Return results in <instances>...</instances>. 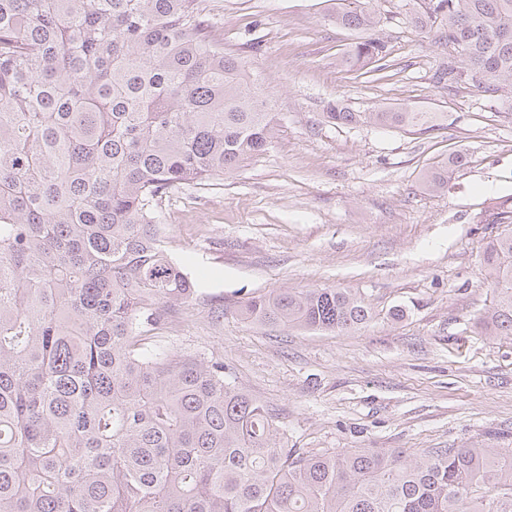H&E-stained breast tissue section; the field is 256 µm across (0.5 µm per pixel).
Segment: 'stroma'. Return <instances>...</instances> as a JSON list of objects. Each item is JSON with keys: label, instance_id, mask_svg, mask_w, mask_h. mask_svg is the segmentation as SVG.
Wrapping results in <instances>:
<instances>
[{"label": "stroma", "instance_id": "obj_1", "mask_svg": "<svg viewBox=\"0 0 512 512\" xmlns=\"http://www.w3.org/2000/svg\"><path fill=\"white\" fill-rule=\"evenodd\" d=\"M415 0H378L370 35L388 77L336 58L368 33L336 25L330 0H206L212 34L243 57L278 123L269 149L231 176L163 201L165 248L198 284L165 310L153 344L215 358L264 403L288 447L512 448V340L477 325L494 286L479 256L512 198V92L447 89L438 28L411 23ZM406 107L440 112L430 131L337 127L323 114ZM462 153L447 185L423 177ZM283 288L357 291L376 318L337 335L261 327L237 307ZM403 310L391 320L389 310Z\"/></svg>", "mask_w": 512, "mask_h": 512}]
</instances>
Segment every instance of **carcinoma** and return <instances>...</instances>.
Here are the masks:
<instances>
[{
  "label": "carcinoma",
  "instance_id": "carcinoma-1",
  "mask_svg": "<svg viewBox=\"0 0 512 512\" xmlns=\"http://www.w3.org/2000/svg\"><path fill=\"white\" fill-rule=\"evenodd\" d=\"M374 0H336L349 29ZM205 0H0V512H512V451L356 448L299 453L224 363L159 352L142 328L196 284L164 246L170 192L233 174L276 134ZM450 88L512 91V0H428ZM392 67L376 38L337 65ZM337 126L430 130L439 112L324 113ZM463 155L427 173L434 191ZM481 262L496 287L478 317L512 337V204ZM243 319L350 333L374 312L355 292L279 289Z\"/></svg>",
  "mask_w": 512,
  "mask_h": 512
}]
</instances>
